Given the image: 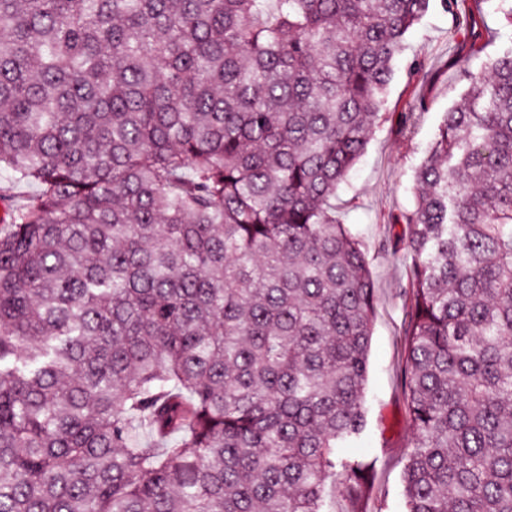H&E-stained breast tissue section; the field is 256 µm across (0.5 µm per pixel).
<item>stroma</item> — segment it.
<instances>
[{
  "label": "stroma",
  "instance_id": "35a3bbf8",
  "mask_svg": "<svg viewBox=\"0 0 512 512\" xmlns=\"http://www.w3.org/2000/svg\"><path fill=\"white\" fill-rule=\"evenodd\" d=\"M486 54L459 64L463 33L440 6H433L406 39V58L422 57L427 70L410 76L398 64L388 88V108L401 111L414 96L410 128L398 131L393 118L383 122L336 197V214L361 244L375 288V315L365 392L367 424L347 450L365 466L368 491L362 512H403L401 474L414 441L402 373L405 364L404 290L408 284L406 225L396 216L415 205L414 176L445 112L465 93L461 69H484L489 56L512 44V25L484 0Z\"/></svg>",
  "mask_w": 512,
  "mask_h": 512
}]
</instances>
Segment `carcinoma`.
Here are the masks:
<instances>
[{
	"instance_id": "carcinoma-1",
	"label": "carcinoma",
	"mask_w": 512,
	"mask_h": 512,
	"mask_svg": "<svg viewBox=\"0 0 512 512\" xmlns=\"http://www.w3.org/2000/svg\"><path fill=\"white\" fill-rule=\"evenodd\" d=\"M461 52L485 49L467 0ZM431 0H0V512H359L336 194ZM415 171L404 512H512V46Z\"/></svg>"
}]
</instances>
